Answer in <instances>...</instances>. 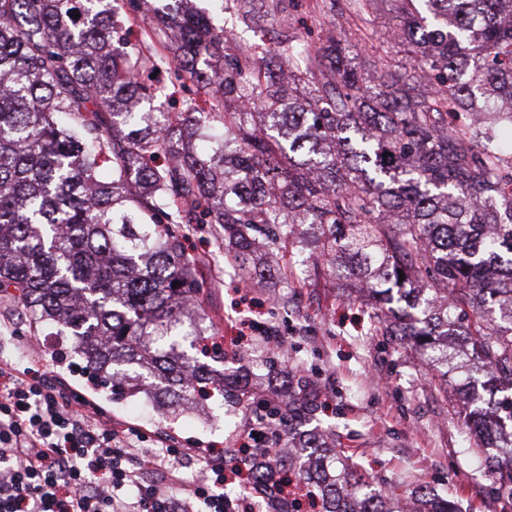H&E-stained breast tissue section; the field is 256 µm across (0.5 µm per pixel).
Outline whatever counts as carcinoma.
<instances>
[{
	"label": "carcinoma",
	"mask_w": 512,
	"mask_h": 512,
	"mask_svg": "<svg viewBox=\"0 0 512 512\" xmlns=\"http://www.w3.org/2000/svg\"><path fill=\"white\" fill-rule=\"evenodd\" d=\"M178 2L132 44L118 0H0V292L33 331L73 337L68 366L128 398L160 378L151 397L175 420L211 372L192 355L207 315L186 232L223 225L249 283L256 235L300 228L375 299L382 335L430 353L433 378L448 384L455 316L488 375L471 395L512 386V0H385L370 72L333 36L226 48L209 12ZM284 2L264 6L290 28ZM157 70L190 82L180 111L144 81ZM477 423L512 441V397ZM306 447L298 481L323 512H395L391 490L344 491L358 464L329 472L322 431ZM490 469L512 496V453ZM415 512L456 510L423 492Z\"/></svg>",
	"instance_id": "obj_1"
}]
</instances>
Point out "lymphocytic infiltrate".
Returning a JSON list of instances; mask_svg holds the SVG:
<instances>
[{"label":"lymphocytic infiltrate","mask_w":512,"mask_h":512,"mask_svg":"<svg viewBox=\"0 0 512 512\" xmlns=\"http://www.w3.org/2000/svg\"><path fill=\"white\" fill-rule=\"evenodd\" d=\"M249 459L275 505L291 499L274 456L285 436L255 418ZM224 448L155 441L119 427L48 374L0 365V512H252L249 493L225 496ZM203 468L185 481L179 464Z\"/></svg>","instance_id":"obj_1"}]
</instances>
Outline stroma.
I'll return each instance as SVG.
<instances>
[{"label": "stroma", "instance_id": "stroma-1", "mask_svg": "<svg viewBox=\"0 0 512 512\" xmlns=\"http://www.w3.org/2000/svg\"><path fill=\"white\" fill-rule=\"evenodd\" d=\"M216 21L239 40L269 46L280 30L261 13L243 24L233 8ZM310 254L302 237L263 253L268 275L258 284L241 282L224 260L202 268L199 300L226 345L213 373L242 377L252 389L273 368L281 372L280 385L303 379L312 412L306 422L287 423L289 437L317 427L332 432L337 451L353 457L364 481L394 488L401 507H412L413 490L426 487L454 500L459 512H512V498L498 492L489 471L496 449H479L480 436L463 417L468 381L480 375L466 355L467 337H449L448 387L435 388L427 357L380 334L370 318L371 301L357 285L323 269L284 286L282 270ZM260 324L275 326L280 342L264 341L256 330ZM37 338L20 307L1 298L0 362L60 375L54 354L70 345V337H51L42 357L31 362L23 349ZM68 383L115 420L199 448L236 446L255 415L253 402L216 397L169 422L146 399L115 403L76 378Z\"/></svg>", "mask_w": 512, "mask_h": 512}]
</instances>
